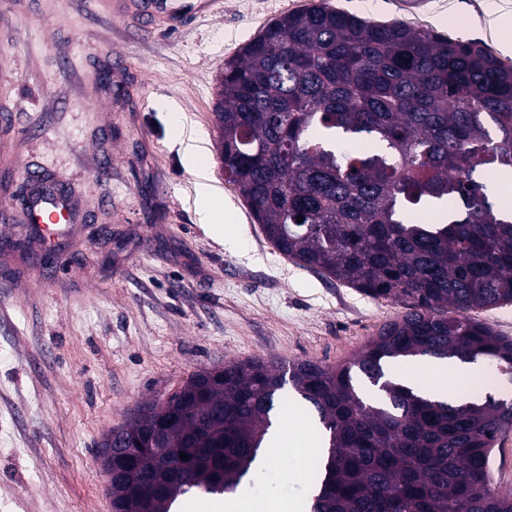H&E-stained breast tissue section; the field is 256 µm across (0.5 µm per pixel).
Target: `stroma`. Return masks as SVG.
Instances as JSON below:
<instances>
[{
    "label": "stroma",
    "mask_w": 512,
    "mask_h": 512,
    "mask_svg": "<svg viewBox=\"0 0 512 512\" xmlns=\"http://www.w3.org/2000/svg\"><path fill=\"white\" fill-rule=\"evenodd\" d=\"M322 2L512 63L483 26L512 0H219L145 37L110 0H0V512H112L97 450L140 402L228 360L342 363L402 314L280 253L224 178L225 61ZM196 132L212 224L178 141ZM29 174L76 201L67 235L17 221Z\"/></svg>",
    "instance_id": "35a3bbf8"
}]
</instances>
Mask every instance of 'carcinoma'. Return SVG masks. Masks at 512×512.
Instances as JSON below:
<instances>
[{
    "mask_svg": "<svg viewBox=\"0 0 512 512\" xmlns=\"http://www.w3.org/2000/svg\"><path fill=\"white\" fill-rule=\"evenodd\" d=\"M215 115L224 177L266 238L296 264L375 299L404 303L350 361L224 364V384L183 383L175 409L213 416L178 423L172 448L202 434L210 459L153 494L156 475L117 466L120 512H170L181 497L232 494L261 456L280 392L291 383L328 447L308 464L310 512H512L491 475L512 401H436L385 379L384 363L417 358L491 362L512 382V337L471 316L512 304V210L496 187L512 173V65L478 42L324 5L285 15L224 64ZM374 149L345 152L341 140ZM430 202L442 223L408 214ZM303 216L297 222L296 216ZM383 392L366 401L355 377Z\"/></svg>",
    "mask_w": 512,
    "mask_h": 512,
    "instance_id": "cac0c4a2",
    "label": "carcinoma"
}]
</instances>
